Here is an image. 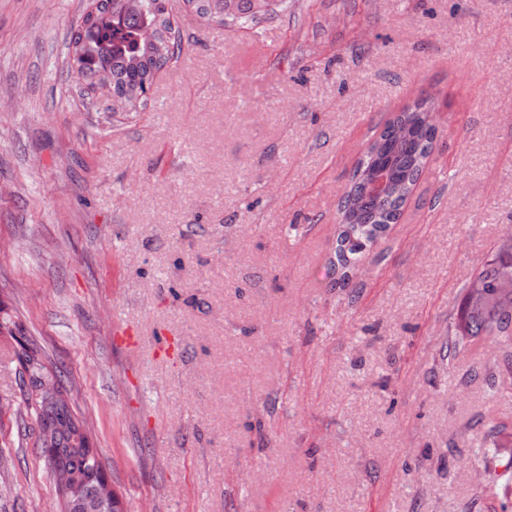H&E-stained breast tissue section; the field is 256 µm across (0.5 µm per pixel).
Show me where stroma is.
<instances>
[{
    "mask_svg": "<svg viewBox=\"0 0 512 512\" xmlns=\"http://www.w3.org/2000/svg\"><path fill=\"white\" fill-rule=\"evenodd\" d=\"M84 3L0 0V512L59 508L16 420L27 339L127 512L512 505V387L489 393L487 340L448 350L512 227V0H288L251 31L167 0L184 52L136 112L67 69ZM430 93L432 156L334 287L355 164Z\"/></svg>",
    "mask_w": 512,
    "mask_h": 512,
    "instance_id": "35a3bbf8",
    "label": "stroma"
}]
</instances>
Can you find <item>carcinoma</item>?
<instances>
[{
	"instance_id": "1",
	"label": "carcinoma",
	"mask_w": 512,
	"mask_h": 512,
	"mask_svg": "<svg viewBox=\"0 0 512 512\" xmlns=\"http://www.w3.org/2000/svg\"><path fill=\"white\" fill-rule=\"evenodd\" d=\"M188 3L208 22L252 29L260 15L283 6L285 0ZM181 52L182 39L176 35L165 0H88L82 22L71 34L69 64L87 92L112 96V111L136 112L157 74L177 61ZM430 112L431 103L424 99L395 113L358 159L336 224V248L330 261L336 287L349 285L367 248L398 220L437 139ZM507 269H512V249L498 247L473 278L480 285L479 296H472L469 284L463 289L450 348L464 347L479 337L490 339L502 352L509 378L512 281L504 279ZM22 348L27 409L35 415L44 465L51 472L63 470L70 475L69 488L58 490L62 512H122L121 500L98 499V483L105 472L97 449L79 433V418L70 404L35 398L43 378H52L66 393L74 391V383L64 371L48 367L37 346L25 342Z\"/></svg>"
}]
</instances>
